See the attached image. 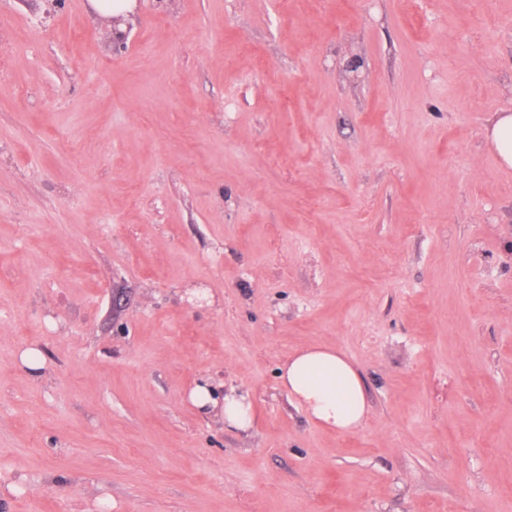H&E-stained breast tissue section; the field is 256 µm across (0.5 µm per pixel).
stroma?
<instances>
[{"label": "stroma", "instance_id": "obj_1", "mask_svg": "<svg viewBox=\"0 0 512 512\" xmlns=\"http://www.w3.org/2000/svg\"><path fill=\"white\" fill-rule=\"evenodd\" d=\"M124 28L0 0V512H512V0ZM315 345L363 376L356 431L278 387ZM488 138L501 160L512 166V113L496 112L488 120ZM190 402L204 413H218L230 428L248 430L255 419L252 401L235 389L225 391L224 385L209 380L197 383L189 393Z\"/></svg>", "mask_w": 512, "mask_h": 512}]
</instances>
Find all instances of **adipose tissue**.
<instances>
[{"label":"adipose tissue","mask_w":512,"mask_h":512,"mask_svg":"<svg viewBox=\"0 0 512 512\" xmlns=\"http://www.w3.org/2000/svg\"><path fill=\"white\" fill-rule=\"evenodd\" d=\"M278 385L288 399L325 429L353 431L368 417L364 381L339 349L314 346L293 354L279 368ZM189 400L202 412L221 415L231 428L249 429L255 419L248 396L208 380L196 384Z\"/></svg>","instance_id":"adipose-tissue-1"}]
</instances>
